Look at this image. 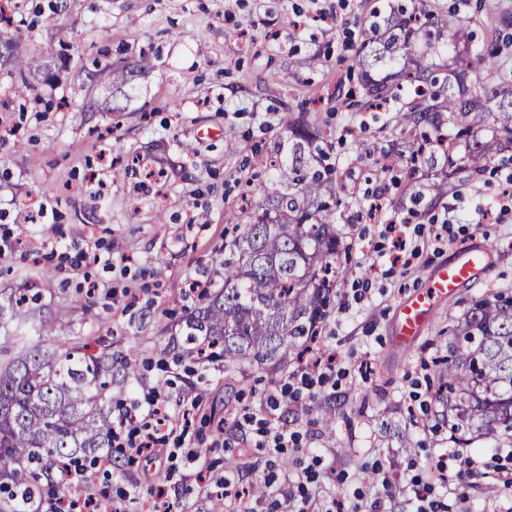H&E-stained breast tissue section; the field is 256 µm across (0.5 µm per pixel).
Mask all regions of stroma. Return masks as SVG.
<instances>
[{
  "label": "stroma",
  "instance_id": "stroma-1",
  "mask_svg": "<svg viewBox=\"0 0 512 512\" xmlns=\"http://www.w3.org/2000/svg\"><path fill=\"white\" fill-rule=\"evenodd\" d=\"M54 0H16L12 26L1 32L23 56L47 62L54 86L35 82L18 93L0 66V236L12 243L0 258V291L41 297L34 328L48 327V348L100 336L113 352L137 346L136 379L113 391L130 401L160 388L171 401L199 397L188 424L197 446L209 449L216 471L232 473L256 492L274 479L282 494L296 492V475L314 465L322 493L342 512H371L390 488L406 512L413 481L427 464L441 467L434 494L446 512H512V486L499 474L512 468L492 441L475 438L466 450L479 471L458 476L448 459V426L432 398L445 354L443 340L472 299L512 289V211L481 220L512 180V148L481 174L463 172L434 196L431 176L405 179L391 156L397 139L391 113L346 107L357 81L359 28L383 0H55L52 23L40 14ZM474 33L475 45L494 34L512 41V0H432ZM124 42L126 56L102 55L101 26ZM147 55L152 67L125 87L91 86L93 63L123 66ZM317 128L336 130V226L346 253L339 265L330 314L321 331L349 379L314 398L289 403L287 419L298 446L287 448L289 468L255 448L236 420L262 415L279 372L255 366L225 372L215 363L187 373L175 359L170 328L199 304L186 295L189 279L222 281L215 263L230 221L247 223L255 188L274 175V149L287 133L284 111ZM390 166L386 182L374 173ZM384 192L380 222L367 216L372 192ZM55 217L34 223L41 207ZM450 219L442 239L433 229ZM407 222L414 255L393 263L386 224ZM470 244L489 248L477 282L435 298L411 344L396 339V312L427 288L438 269ZM136 295L127 305V295ZM332 408L333 431L321 414ZM189 469L185 456L139 458L122 476L92 475L85 492L100 495L128 481L150 484L170 465Z\"/></svg>",
  "mask_w": 512,
  "mask_h": 512
}]
</instances>
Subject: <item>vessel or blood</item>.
Wrapping results in <instances>:
<instances>
[{
  "label": "vessel or blood",
  "instance_id": "1",
  "mask_svg": "<svg viewBox=\"0 0 512 512\" xmlns=\"http://www.w3.org/2000/svg\"><path fill=\"white\" fill-rule=\"evenodd\" d=\"M484 261V251L465 249L453 263L440 268L431 288L414 292L410 299L398 308L399 338L405 342L411 341L429 317L434 294L453 293L463 282L477 279Z\"/></svg>",
  "mask_w": 512,
  "mask_h": 512
}]
</instances>
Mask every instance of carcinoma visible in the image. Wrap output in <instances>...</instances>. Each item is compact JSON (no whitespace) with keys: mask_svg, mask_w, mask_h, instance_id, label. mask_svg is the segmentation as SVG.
I'll return each mask as SVG.
<instances>
[{"mask_svg":"<svg viewBox=\"0 0 512 512\" xmlns=\"http://www.w3.org/2000/svg\"><path fill=\"white\" fill-rule=\"evenodd\" d=\"M4 59L26 75L47 69L37 60L12 53ZM449 54L448 62L425 64V56ZM500 54L497 39L473 48L467 25L443 18L428 0H410L382 13H370L360 31L355 65L359 88L347 92L349 104L395 97L397 78L408 86L410 101L395 109L400 128L397 150L410 162L427 165L440 180L464 169L482 172L503 145L512 144V81L493 84L461 67L473 55L493 68ZM92 81L122 92L124 71L105 65ZM288 165L261 186V204L250 223L235 225L224 243L221 289L206 296L181 326L183 350L199 363L220 360L228 372L244 365L285 367L324 321L332 284L328 274L340 254L336 213L324 196L335 191L329 136L285 113ZM13 330L33 317L7 297ZM139 352L119 358L92 343L72 342L45 350L28 336L16 335L0 350V512H38L44 492L56 486L59 467L111 447L112 418L105 412V390L114 372L125 381L138 372ZM446 407L453 431L490 438L512 448V295L477 298L448 333Z\"/></svg>","mask_w":512,"mask_h":512,"instance_id":"1","label":"carcinoma"}]
</instances>
